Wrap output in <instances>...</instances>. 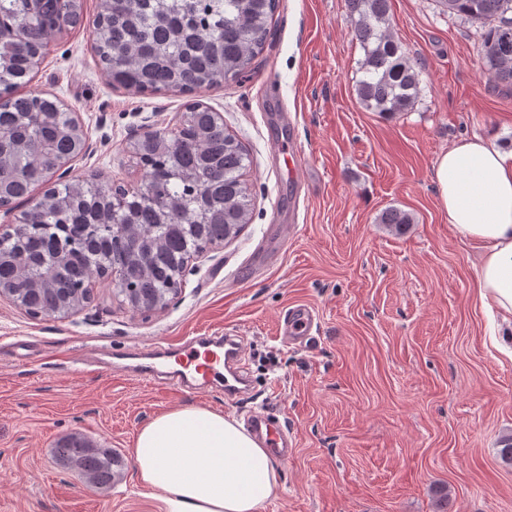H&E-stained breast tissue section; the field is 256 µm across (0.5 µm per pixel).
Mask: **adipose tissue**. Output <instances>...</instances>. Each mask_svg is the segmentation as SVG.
Listing matches in <instances>:
<instances>
[{
  "label": "adipose tissue",
  "mask_w": 512,
  "mask_h": 512,
  "mask_svg": "<svg viewBox=\"0 0 512 512\" xmlns=\"http://www.w3.org/2000/svg\"><path fill=\"white\" fill-rule=\"evenodd\" d=\"M434 177L449 224L480 255L474 288L481 307L512 323V150L491 136L460 140L439 156ZM131 458L158 512H260L280 487L271 451L236 420L204 407L150 420Z\"/></svg>",
  "instance_id": "1"
}]
</instances>
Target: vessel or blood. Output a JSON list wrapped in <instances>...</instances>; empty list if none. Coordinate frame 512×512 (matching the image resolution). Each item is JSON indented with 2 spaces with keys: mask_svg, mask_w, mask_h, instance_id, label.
Instances as JSON below:
<instances>
[{
  "mask_svg": "<svg viewBox=\"0 0 512 512\" xmlns=\"http://www.w3.org/2000/svg\"><path fill=\"white\" fill-rule=\"evenodd\" d=\"M313 314L308 306L290 309L284 318L283 339L295 342L309 335ZM245 349L242 342L232 336H196L176 352L163 349L151 350L147 362L131 366L134 377L153 382L169 390L191 387L194 382L224 383L225 399H233L244 381ZM247 426L253 436L264 446L280 456H287L288 442L271 428L268 415L252 413Z\"/></svg>",
  "mask_w": 512,
  "mask_h": 512,
  "instance_id": "1",
  "label": "vessel or blood"
}]
</instances>
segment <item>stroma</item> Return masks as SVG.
<instances>
[{
  "label": "stroma",
  "instance_id": "stroma-1",
  "mask_svg": "<svg viewBox=\"0 0 512 512\" xmlns=\"http://www.w3.org/2000/svg\"><path fill=\"white\" fill-rule=\"evenodd\" d=\"M47 46L28 88L76 113L89 149L68 180L136 184L129 145L173 126L187 95L114 85L90 33L100 0ZM390 28L421 72L411 111L380 117L360 104L363 50L346 0H280L247 78L196 93L246 146L251 220L229 243L189 261L183 291L151 313L133 310L109 279L60 317H34L0 297V512H155L136 485L138 430L185 405L243 420L267 410L294 441L278 463L280 491L261 512H512V358L489 337L474 292L479 254L441 207L434 165L455 142L495 136L512 150V88L484 73L479 28L437 0H390ZM304 155L295 199L275 146ZM299 204L285 253L253 269L272 225ZM390 207L414 222L380 224ZM314 309L306 344L279 337L288 309ZM237 334L252 386L225 404L218 391L141 382L104 360L199 334ZM72 434L123 465L106 489L53 456Z\"/></svg>",
  "mask_w": 512,
  "mask_h": 512
}]
</instances>
